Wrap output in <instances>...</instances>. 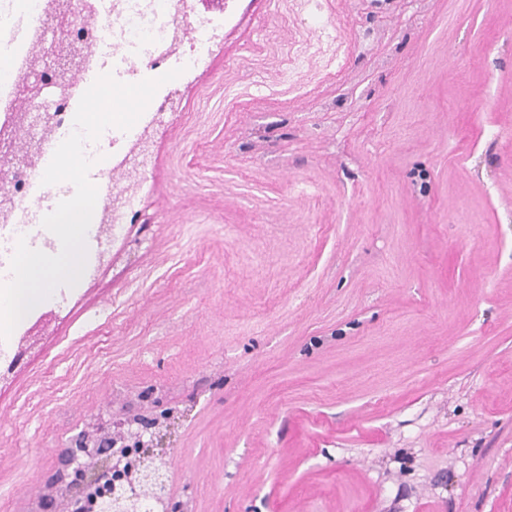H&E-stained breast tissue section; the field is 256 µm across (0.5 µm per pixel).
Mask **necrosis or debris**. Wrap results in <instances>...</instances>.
<instances>
[{"instance_id":"necrosis-or-debris-1","label":"necrosis or debris","mask_w":512,"mask_h":512,"mask_svg":"<svg viewBox=\"0 0 512 512\" xmlns=\"http://www.w3.org/2000/svg\"><path fill=\"white\" fill-rule=\"evenodd\" d=\"M52 0H0V63L7 73L0 77V128L12 122L14 107L22 79L28 71L35 51L43 49L46 24ZM189 0H83V19L79 29L88 31L89 58L84 76L112 74L124 83H137L148 73L163 74L172 62L186 60L195 67L206 66L213 48L224 39V26L234 19L237 0H225L224 11L200 23L187 16ZM83 83L58 95L48 120L38 129L39 149L31 163L13 170L5 183H0V200L10 199L8 208H0V270L9 268L18 239L28 246L52 248L43 230L42 219L51 213L59 198L74 194L72 183L42 185L41 179L51 157L49 149L60 138L72 132L73 119ZM170 95L159 88L146 113L138 119L133 135L105 130L97 141L85 142L84 152L93 160L97 175H123L126 162L145 134L155 127L157 114L166 112ZM141 203L140 187L126 189L119 205L100 201L95 221H106L108 233L101 245L126 242L127 224L133 223Z\"/></svg>"}]
</instances>
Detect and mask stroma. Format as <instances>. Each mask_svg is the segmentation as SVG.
Returning <instances> with one entry per match:
<instances>
[{
	"mask_svg": "<svg viewBox=\"0 0 512 512\" xmlns=\"http://www.w3.org/2000/svg\"><path fill=\"white\" fill-rule=\"evenodd\" d=\"M305 8L178 86L150 224L0 386V512L161 391L193 512H512V0Z\"/></svg>",
	"mask_w": 512,
	"mask_h": 512,
	"instance_id": "35a3bbf8",
	"label": "stroma"
}]
</instances>
